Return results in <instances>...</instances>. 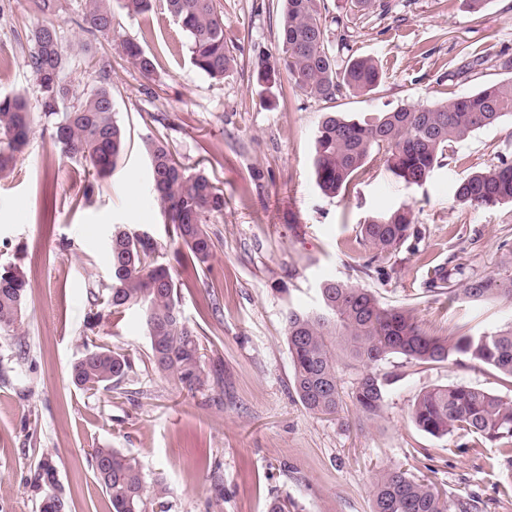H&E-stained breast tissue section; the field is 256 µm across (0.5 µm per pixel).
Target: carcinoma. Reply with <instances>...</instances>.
<instances>
[{"label": "carcinoma", "mask_w": 512, "mask_h": 512, "mask_svg": "<svg viewBox=\"0 0 512 512\" xmlns=\"http://www.w3.org/2000/svg\"><path fill=\"white\" fill-rule=\"evenodd\" d=\"M155 0H87L84 13L89 32L112 31L114 8L131 16L153 9ZM164 10L187 33L191 60L212 79L222 80L235 64L224 36V12L217 0H163ZM46 17L32 30L27 67L39 88L37 106L53 119L52 138L62 154L82 163L93 184L109 176L125 153L127 135L116 118L107 64H102L101 86L75 98L62 79L66 56L53 18L61 0H34ZM326 0H281L278 33L279 64L265 59L256 64L259 85L272 91L285 71L289 83L301 93L324 100L365 95L383 79L378 62L351 54L346 38L331 44L326 29ZM123 51L148 77L153 60L136 43ZM512 119V76L475 93L450 97L432 105L400 106L362 119L338 113L324 117L315 135L313 173L319 189L336 197L374 160L407 187L423 184L441 163L450 144L474 132ZM32 112L20 94H0V176L16 164L32 129ZM156 199L166 223L185 248L183 260L204 269L214 256L216 243L207 229L210 216L224 211V190L199 169L185 168L161 137L143 142ZM456 200L482 207L512 203V162L475 172L457 187ZM415 235L412 208L403 205L369 219L361 227L363 242L382 258L397 251ZM111 284L104 304L117 311L139 306L144 311L150 342L148 360L158 373L182 387L197 391L221 386V373L205 371L197 331L180 310L178 283L163 263L158 243L146 233L119 227L110 242ZM459 268L440 267L428 287H450ZM25 280L16 267L0 269V334L18 331L22 324ZM461 293L474 301L506 298L512 301V277L474 275L462 283ZM319 305L285 315L286 339L293 365V388L309 412L331 418L342 409L340 370L349 359L364 366L353 383L351 398L366 421L379 416L385 379L373 367L392 355L424 363L445 362L456 356L495 371L512 383V327L490 334L470 332L434 336L418 324L413 310L385 307L368 289L326 280L319 288ZM84 352L70 367V382L83 391L118 390L133 373L134 360L123 352L86 340ZM415 426L437 438L462 429L512 453V401L469 385L437 387L422 393L411 409ZM97 479L108 496L112 512H167L165 487L147 489L140 463L115 448L99 447L91 453ZM56 469L49 457L38 464L35 480L48 490L39 512L66 508L55 490ZM372 512H481L475 497L455 498L430 483L398 468L375 475Z\"/></svg>", "instance_id": "obj_1"}]
</instances>
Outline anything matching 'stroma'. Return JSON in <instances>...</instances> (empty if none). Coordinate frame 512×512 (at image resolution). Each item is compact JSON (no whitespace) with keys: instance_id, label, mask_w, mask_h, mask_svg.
I'll return each mask as SVG.
<instances>
[{"instance_id":"35a3bbf8","label":"stroma","mask_w":512,"mask_h":512,"mask_svg":"<svg viewBox=\"0 0 512 512\" xmlns=\"http://www.w3.org/2000/svg\"><path fill=\"white\" fill-rule=\"evenodd\" d=\"M237 65L221 80L195 68L189 40L162 7L139 16L116 12L110 34L83 29L85 0H61L55 24L76 94L97 86L109 62L116 117L127 149L90 202L79 162L63 156L51 123L35 114L13 171L0 178V265H17L27 289L17 335L0 336V512H38L34 474L43 455L56 467L68 512H111L89 459L108 445L135 458L148 481H161L169 512H268L274 495L296 512H372L374 475L400 468L451 497L476 496L482 512H512V483L498 447L457 430L442 438L420 431L410 413L424 391L465 384L512 400V386L473 363H416L396 355L379 365L389 379L375 421L359 424L354 406L331 419L299 402L285 335L288 309L317 305L327 279L372 291L383 305L413 308L419 325L445 336L512 326V301L474 302L428 289L434 267L465 274L512 270V204L471 208L455 193L469 174L512 161V120L452 144L419 187H405L382 162L354 177L346 192L324 195L312 170L319 123L332 112L355 119L404 105L434 104L503 79L499 54L512 57V0H489L471 13L465 0H376L365 16L345 0H327L329 36L344 33L355 54L386 74L372 93L323 101L289 83L262 105L259 56L277 55L280 0H217ZM343 26H336L335 17ZM42 21L33 0H0L1 93L36 102L26 65L29 36ZM138 43L154 60L143 76L125 57ZM169 142L189 170L202 169L224 190V211L208 227L216 252L205 270L176 260L178 244L152 192L143 140ZM416 238L368 267L360 235L365 220L402 205ZM148 233L181 284L186 321L200 334L205 368L222 364L224 386L189 392L152 371L142 313L104 314L90 294L111 283L109 239L115 226ZM129 352L135 372L121 391L90 395L69 380L85 336ZM24 365H17L18 350ZM224 500L213 503V471Z\"/></svg>"}]
</instances>
